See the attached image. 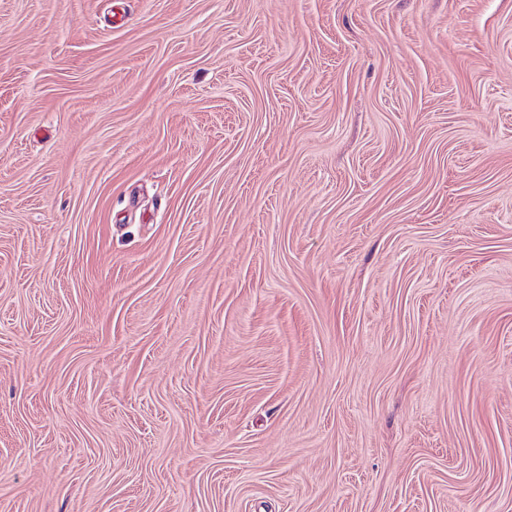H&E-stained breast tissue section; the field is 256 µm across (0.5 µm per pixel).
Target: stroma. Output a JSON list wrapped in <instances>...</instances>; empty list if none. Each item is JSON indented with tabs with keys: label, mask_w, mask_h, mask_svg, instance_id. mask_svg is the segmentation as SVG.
Returning <instances> with one entry per match:
<instances>
[{
	"label": "stroma",
	"mask_w": 512,
	"mask_h": 512,
	"mask_svg": "<svg viewBox=\"0 0 512 512\" xmlns=\"http://www.w3.org/2000/svg\"><path fill=\"white\" fill-rule=\"evenodd\" d=\"M0 512H512V0H0Z\"/></svg>",
	"instance_id": "35a3bbf8"
}]
</instances>
